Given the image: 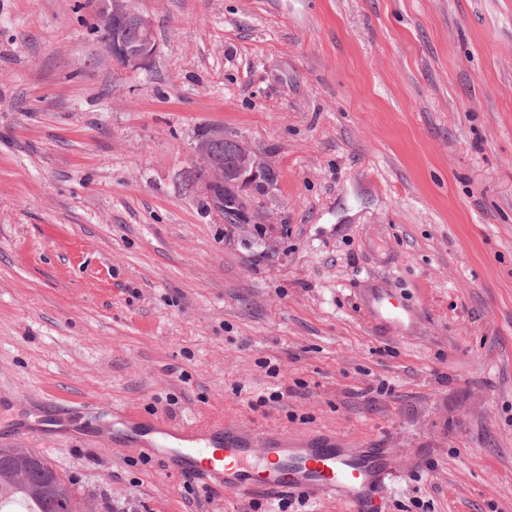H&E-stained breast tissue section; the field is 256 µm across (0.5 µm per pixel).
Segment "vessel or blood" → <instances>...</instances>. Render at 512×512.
Here are the masks:
<instances>
[{
	"mask_svg": "<svg viewBox=\"0 0 512 512\" xmlns=\"http://www.w3.org/2000/svg\"><path fill=\"white\" fill-rule=\"evenodd\" d=\"M372 308L396 325L412 316L408 306L380 294ZM126 424L170 473L236 496L333 498L346 512H381L378 486L397 467L386 449L353 448L327 435L288 441L239 424L175 426L161 419L145 429L132 416Z\"/></svg>",
	"mask_w": 512,
	"mask_h": 512,
	"instance_id": "1",
	"label": "vessel or blood"
}]
</instances>
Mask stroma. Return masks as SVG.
Returning a JSON list of instances; mask_svg holds the SVG:
<instances>
[{
    "label": "stroma",
    "mask_w": 512,
    "mask_h": 512,
    "mask_svg": "<svg viewBox=\"0 0 512 512\" xmlns=\"http://www.w3.org/2000/svg\"><path fill=\"white\" fill-rule=\"evenodd\" d=\"M133 5L137 70L97 0H0V448L93 512H277L121 414L327 430L397 459L386 512H512V0ZM213 125L278 174L265 234L188 184ZM99 16L106 18L111 25L112 39L108 53L122 58L124 67L145 68L156 51L152 20L131 6V0H100ZM133 27V28H130ZM130 41L125 40V32ZM135 28V29H134ZM139 31H137V30ZM372 308L376 316L395 325H401L412 316L411 309L403 303L394 304L381 294L375 295ZM393 309V310H391Z\"/></svg>",
    "instance_id": "1"
}]
</instances>
